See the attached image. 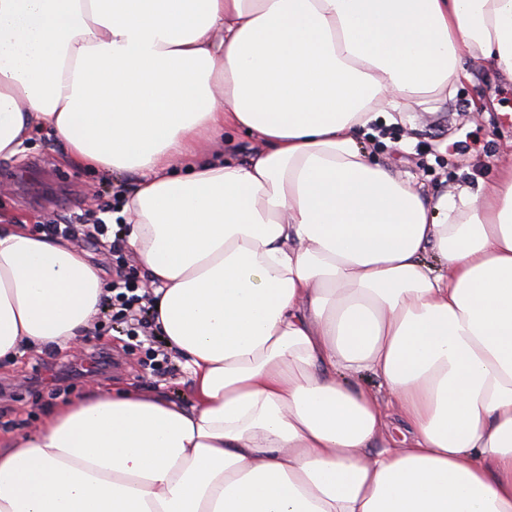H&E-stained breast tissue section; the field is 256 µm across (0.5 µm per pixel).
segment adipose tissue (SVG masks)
<instances>
[{
	"label": "adipose tissue",
	"mask_w": 512,
	"mask_h": 512,
	"mask_svg": "<svg viewBox=\"0 0 512 512\" xmlns=\"http://www.w3.org/2000/svg\"><path fill=\"white\" fill-rule=\"evenodd\" d=\"M465 55L512 78V0H0V158L37 133L135 175L125 245L191 391L0 434V512H512V161L434 196L363 144ZM105 293L0 219V359Z\"/></svg>",
	"instance_id": "obj_1"
}]
</instances>
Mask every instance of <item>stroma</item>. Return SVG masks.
<instances>
[{"label":"stroma","mask_w":512,"mask_h":512,"mask_svg":"<svg viewBox=\"0 0 512 512\" xmlns=\"http://www.w3.org/2000/svg\"><path fill=\"white\" fill-rule=\"evenodd\" d=\"M471 78L448 102L431 111L412 113L410 121L377 126L367 142L376 159L405 178L440 195L463 186L491 184L496 159L512 158V82L499 78L490 65L468 62ZM132 176L107 177L79 171L61 159L60 145L36 136L26 150L0 160V217L19 211L34 227L63 223L79 214L82 223L110 220ZM82 344L83 353L52 348L29 352L0 363V431L34 432L43 414L62 400L93 387L149 386L187 398L190 380L175 356L158 361V337L141 342L126 327L101 311ZM105 349L120 358L121 371L96 365L88 348Z\"/></svg>","instance_id":"stroma-1"}]
</instances>
